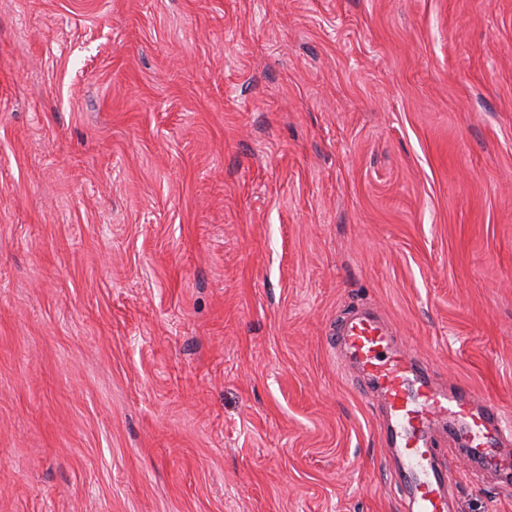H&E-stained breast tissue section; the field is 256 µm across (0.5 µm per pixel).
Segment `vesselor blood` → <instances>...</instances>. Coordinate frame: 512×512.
<instances>
[{"instance_id":"obj_1","label":"vessel or blood","mask_w":512,"mask_h":512,"mask_svg":"<svg viewBox=\"0 0 512 512\" xmlns=\"http://www.w3.org/2000/svg\"><path fill=\"white\" fill-rule=\"evenodd\" d=\"M331 342L383 406L380 440L389 452L401 512H452L448 499L457 472L434 448L436 434L460 436L472 460L489 461L501 456L512 423L494 404L473 410L468 388L437 386L429 369L372 312L358 310L337 321Z\"/></svg>"}]
</instances>
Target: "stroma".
Wrapping results in <instances>:
<instances>
[{"label":"stroma","instance_id":"1","mask_svg":"<svg viewBox=\"0 0 512 512\" xmlns=\"http://www.w3.org/2000/svg\"><path fill=\"white\" fill-rule=\"evenodd\" d=\"M358 304L512 411V0H0V512H399Z\"/></svg>","mask_w":512,"mask_h":512}]
</instances>
